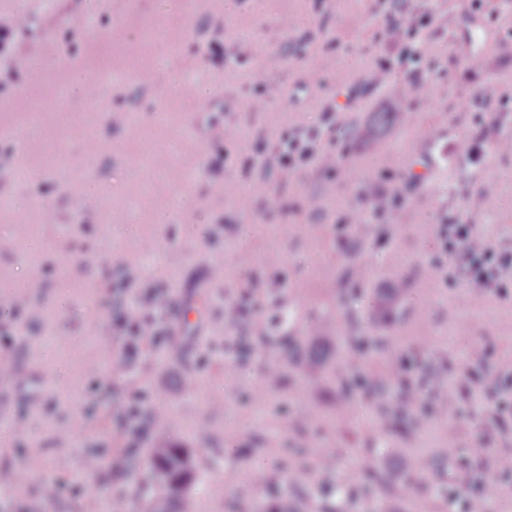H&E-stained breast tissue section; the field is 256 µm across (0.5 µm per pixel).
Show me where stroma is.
<instances>
[{
  "instance_id": "obj_1",
  "label": "stroma",
  "mask_w": 512,
  "mask_h": 512,
  "mask_svg": "<svg viewBox=\"0 0 512 512\" xmlns=\"http://www.w3.org/2000/svg\"><path fill=\"white\" fill-rule=\"evenodd\" d=\"M423 3L436 17L425 37L438 72L422 74L425 91L409 100L404 70L384 87L363 83L383 50L388 0H0V20L28 10L40 25L13 38L34 69L0 59V126L29 143L24 153L0 147V194L32 199L27 210L0 206V240L25 247L0 250V468L20 475L0 488L7 512H47L46 483L64 512H84L102 492L112 512H143V461L161 441L194 454L200 512H248L255 499L278 501L297 487L324 500L335 486L346 487L349 512H364L377 471L405 450L437 451L429 476L452 497L423 500L396 468L401 490L386 512H460L472 484L459 449L486 436L493 459H512V424L489 421L477 390L512 363V292L467 302L435 266V227L450 219L512 247V152L496 147L512 141V0ZM149 25L160 40L144 39ZM213 42L224 45V68L203 60ZM244 50L252 66L276 73L267 111L248 107ZM475 51L479 70L467 62ZM172 66L202 84L200 98L152 84ZM312 70L323 85H308ZM76 73L96 75V98L68 93ZM490 81L502 99L486 109L473 93ZM331 96L346 105L330 134L335 175L311 165L285 183L265 178L258 138L318 124ZM32 99L42 115L35 130L21 116ZM402 102L410 124L391 127L384 153L374 152L373 113ZM224 112L240 136L222 144L213 122ZM483 121L478 167L440 132L464 136ZM425 136L433 145L422 153ZM219 148L226 168L214 180L208 162ZM60 155L69 170L43 166ZM417 161L429 184L407 188L393 223H348L362 187ZM47 210L54 222L40 223ZM32 277L41 287H28ZM279 277L286 286L277 292ZM154 288L176 302L164 328L184 338L185 358L149 356L103 389L98 369L119 352L105 334L113 292L137 298ZM244 295L269 322L270 344L225 319V303ZM316 334L335 337L332 365L294 360ZM418 354L443 370L467 415L428 414L407 397L405 384L420 381ZM402 360L386 409L358 396L341 404V378L359 382ZM138 394L167 422L118 411ZM129 449L135 474L85 473L88 457ZM325 454L333 470L318 468ZM259 468L278 471L280 484L259 489Z\"/></svg>"
}]
</instances>
